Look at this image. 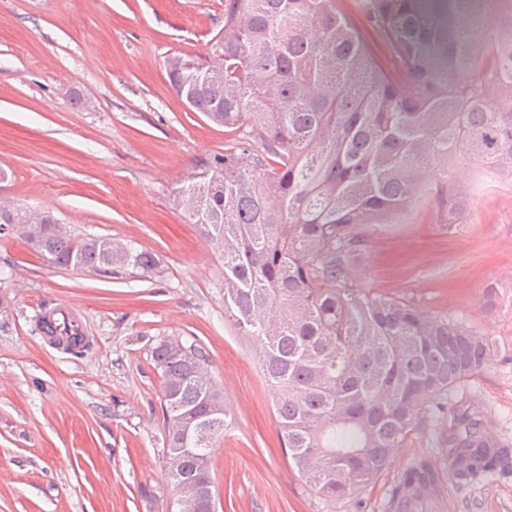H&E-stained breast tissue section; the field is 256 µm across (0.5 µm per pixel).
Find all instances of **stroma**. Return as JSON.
<instances>
[{"mask_svg":"<svg viewBox=\"0 0 512 512\" xmlns=\"http://www.w3.org/2000/svg\"><path fill=\"white\" fill-rule=\"evenodd\" d=\"M224 28V0H0V192L53 214L72 234L131 240L162 272L117 281L49 266L17 236L0 237V512H172L156 339L179 336L209 356L230 409L213 450L218 512H391L402 473L424 464L446 496L441 512H512V459L458 483L448 412L472 408L512 449V307L487 310L488 284L512 296V186L457 185L472 208L452 224L432 169L399 223L366 228L351 278L406 299L424 315L474 330L499 354L448 394L431 397L418 429L369 483L331 499L288 463L272 395L246 340L224 316L222 263L173 203L196 165L223 153V126L172 89L166 62L206 54ZM65 309L91 346L75 356L39 329Z\"/></svg>","mask_w":512,"mask_h":512,"instance_id":"35a3bbf8","label":"stroma"}]
</instances>
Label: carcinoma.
<instances>
[{
    "instance_id": "obj_1",
    "label": "carcinoma",
    "mask_w": 512,
    "mask_h": 512,
    "mask_svg": "<svg viewBox=\"0 0 512 512\" xmlns=\"http://www.w3.org/2000/svg\"><path fill=\"white\" fill-rule=\"evenodd\" d=\"M224 0V30L204 58L168 70L195 112L236 134L200 165V184L174 204L200 226L223 263L224 315L254 346L274 398L282 448L299 477L336 498L371 481L419 424L423 402L468 380L496 347L405 300L350 277L369 225L395 224L441 165L448 216L467 210L455 170L512 182V6L492 24L470 0ZM24 212L0 228L27 239ZM48 232L32 245L50 265L103 278L156 277V254L131 243ZM41 332L63 350L88 348L80 326ZM163 380L167 480L194 486L187 512H211L212 451L229 408L202 348L167 336L151 348ZM481 419L453 414L448 455L456 478L495 470ZM423 465L401 490L431 482Z\"/></svg>"
}]
</instances>
